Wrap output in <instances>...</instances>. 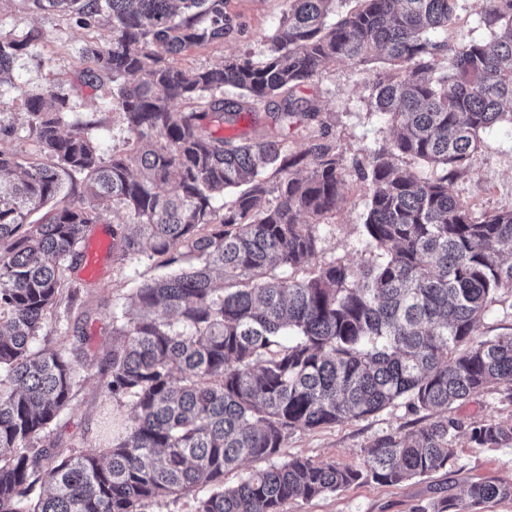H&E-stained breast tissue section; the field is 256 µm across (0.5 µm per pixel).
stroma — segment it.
Masks as SVG:
<instances>
[{"mask_svg": "<svg viewBox=\"0 0 512 512\" xmlns=\"http://www.w3.org/2000/svg\"><path fill=\"white\" fill-rule=\"evenodd\" d=\"M484 0H458L455 19L449 25V44L473 38H490L480 26ZM288 5L286 0H229L228 11L235 29L223 43L193 49L176 57L177 65L203 68L229 55L249 53L262 59L267 37L279 25ZM0 29L21 35L38 30L40 36L17 60L14 71L18 88L0 98V125L15 127L14 135L0 134V151L31 159L38 147L27 130L20 100L21 89L68 95L73 107L71 124L86 125L87 136L101 157L127 151L135 141L105 87L72 86L89 67L84 49L104 44L111 36L107 28H77L69 17L55 12L27 10L22 0H0ZM383 62L364 66L341 62L330 66L319 78L296 91L297 98L311 102L328 126L329 137L344 158V199L323 219L316 263L337 259L357 264L367 260L370 250L362 232L367 197L358 181L355 166L365 157L366 147L389 136L387 123L371 112L363 99L366 83L384 70ZM449 193L464 203L474 216H482L512 204V125L501 123L487 130L470 161L469 171L448 184ZM159 259H134L119 264L101 254L98 273L86 278L81 269L69 271L68 280L80 289L81 303L71 311L57 309L48 319L38 344H48L79 354L82 381L69 409L52 427L50 439L58 448L86 452L103 450L112 439L113 419H125L128 407H114L102 386L100 357L112 345V315L128 309L129 297L149 278L164 274ZM505 385H494L475 394L466 404L453 408L452 417L464 423L512 422V401ZM427 412L409 411L404 402L368 417L316 429H296L285 440L278 456L286 462L303 456L315 462L332 460L349 466L361 465L365 448L378 436L402 428L428 423ZM453 453L446 468L427 478L397 485L367 481L310 500L288 503L287 512H414L416 505L447 492L462 495L468 482L478 479L512 482V446L489 448L471 443L464 434L452 440Z\"/></svg>", "mask_w": 512, "mask_h": 512, "instance_id": "35a3bbf8", "label": "stroma"}]
</instances>
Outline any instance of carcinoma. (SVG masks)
Returning a JSON list of instances; mask_svg holds the SVG:
<instances>
[{"label": "carcinoma", "instance_id": "carcinoma-1", "mask_svg": "<svg viewBox=\"0 0 512 512\" xmlns=\"http://www.w3.org/2000/svg\"><path fill=\"white\" fill-rule=\"evenodd\" d=\"M55 8L80 29L112 37L86 54L83 86L108 84L136 133L127 155L104 162L80 130L67 134L65 94L21 91L34 161L0 153V512H142L148 500L211 486L197 512H284L288 501L360 481L397 484L448 464L451 439L512 445V422L439 416L382 435L363 466L295 457L284 441L371 415L404 400L414 412L448 410L490 385H512V333L474 339L491 306L512 302V206L480 218L448 193L482 134L512 125V0H486L492 33L457 46L442 33L457 0H289L268 36L269 55L243 53L198 69L172 59L224 42L227 0H23ZM38 34L0 30V93ZM386 73L365 86L390 138L366 149L371 258L314 265L316 220L346 188L342 156L325 133L288 152L283 132L318 118L294 92L337 62ZM239 90L224 98L225 87ZM274 105L252 142L218 137L258 103ZM412 163L435 167L429 178ZM79 204L28 215L64 187ZM112 228L118 262L155 256L173 272L143 282L136 312L112 314L103 388L132 409L99 453L60 452L47 430L70 405L81 361L35 346L39 331L79 300L65 271L84 257L96 224ZM315 218L310 223L300 219ZM264 461L234 487L224 474ZM41 483L46 494L28 498ZM512 499V482L474 481L415 512H477Z\"/></svg>", "mask_w": 512, "mask_h": 512}]
</instances>
